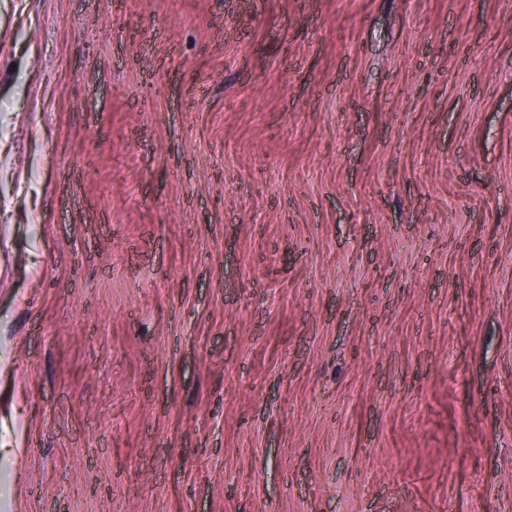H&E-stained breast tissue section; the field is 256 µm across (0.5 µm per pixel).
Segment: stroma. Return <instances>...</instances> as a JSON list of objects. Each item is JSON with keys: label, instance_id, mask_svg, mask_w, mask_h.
Here are the masks:
<instances>
[{"label": "stroma", "instance_id": "obj_1", "mask_svg": "<svg viewBox=\"0 0 512 512\" xmlns=\"http://www.w3.org/2000/svg\"><path fill=\"white\" fill-rule=\"evenodd\" d=\"M0 512H512V0H0Z\"/></svg>", "mask_w": 512, "mask_h": 512}]
</instances>
